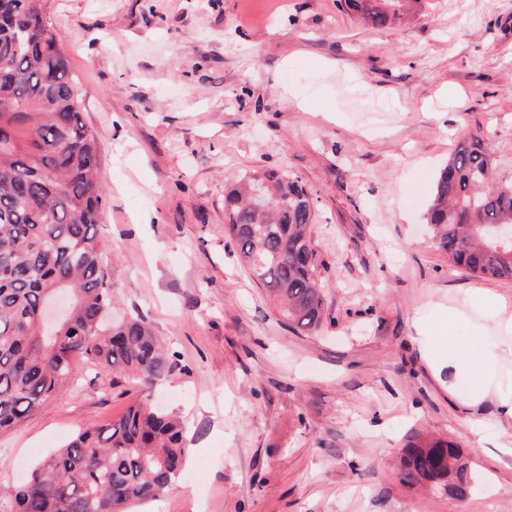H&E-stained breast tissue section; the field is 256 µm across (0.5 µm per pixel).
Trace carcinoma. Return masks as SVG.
<instances>
[{"label": "carcinoma", "instance_id": "1", "mask_svg": "<svg viewBox=\"0 0 512 512\" xmlns=\"http://www.w3.org/2000/svg\"><path fill=\"white\" fill-rule=\"evenodd\" d=\"M402 0H344L384 25ZM0 430L19 426L76 376L73 359L135 377L148 391L111 422L73 436L43 458L27 481L0 491V512H122L162 497L177 480L187 448L183 425L149 391L167 374L168 354L143 319L109 328L108 243L99 235L103 187L97 144L83 100L42 0H0ZM486 140L460 144L435 182L426 212L434 247L457 267L512 280V185H491ZM224 232L241 263L276 298L298 329L323 326L316 275L311 193L284 173L257 170L224 193ZM73 297L53 339L38 310L58 290ZM408 485L431 484L467 499L471 468L448 441L402 449Z\"/></svg>", "mask_w": 512, "mask_h": 512}]
</instances>
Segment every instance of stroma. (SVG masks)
<instances>
[{
  "label": "stroma",
  "instance_id": "35a3bbf8",
  "mask_svg": "<svg viewBox=\"0 0 512 512\" xmlns=\"http://www.w3.org/2000/svg\"><path fill=\"white\" fill-rule=\"evenodd\" d=\"M98 142L111 320L142 315L187 428L182 473L128 512H512V281L450 265L424 220L459 143L512 183V0H409L376 26L341 0H43ZM279 169L316 201L319 334L290 327L224 235V192ZM486 302L473 307L474 292ZM486 354L490 392L443 342ZM72 384L0 433V488L147 394L76 358ZM484 421L483 436L472 430ZM450 440L462 501L401 480ZM484 451H477V444ZM483 361V353L477 347L460 350L448 344V364L462 366L469 374V388L461 393V397L471 405L481 402L488 395L482 373L479 371Z\"/></svg>",
  "mask_w": 512,
  "mask_h": 512
}]
</instances>
